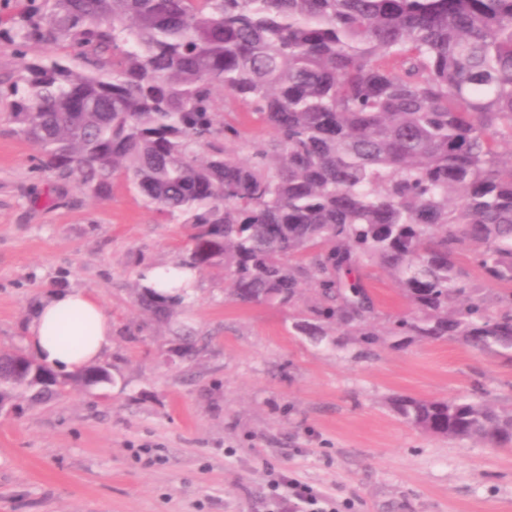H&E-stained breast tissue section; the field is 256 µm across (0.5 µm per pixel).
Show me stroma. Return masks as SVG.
I'll list each match as a JSON object with an SVG mask.
<instances>
[{
    "mask_svg": "<svg viewBox=\"0 0 512 512\" xmlns=\"http://www.w3.org/2000/svg\"><path fill=\"white\" fill-rule=\"evenodd\" d=\"M0 104V350L28 351L51 293L81 288L112 323L110 385L0 414V512H281L295 478L339 512H512V449L423 434L390 398L467 397L512 407V350L461 339L370 357L295 329L294 313L225 298L224 269L197 274L191 300L159 318L142 273L186 256L190 225L148 209L124 182L92 196L40 165ZM362 275L382 331L407 311L379 267ZM197 349L183 356L184 335Z\"/></svg>",
    "mask_w": 512,
    "mask_h": 512,
    "instance_id": "35a3bbf8",
    "label": "stroma"
}]
</instances>
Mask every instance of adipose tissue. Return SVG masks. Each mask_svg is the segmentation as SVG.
<instances>
[{"label":"adipose tissue","mask_w":512,"mask_h":512,"mask_svg":"<svg viewBox=\"0 0 512 512\" xmlns=\"http://www.w3.org/2000/svg\"><path fill=\"white\" fill-rule=\"evenodd\" d=\"M36 358L57 371L96 363L112 345V327L101 302L81 288L44 300L29 328Z\"/></svg>","instance_id":"obj_1"}]
</instances>
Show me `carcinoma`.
<instances>
[{"instance_id": "1", "label": "carcinoma", "mask_w": 512, "mask_h": 512, "mask_svg": "<svg viewBox=\"0 0 512 512\" xmlns=\"http://www.w3.org/2000/svg\"><path fill=\"white\" fill-rule=\"evenodd\" d=\"M12 2L0 46L62 52L0 89L17 134L84 191L122 177L192 225L178 267L224 266L225 298L243 305L292 307L308 284L295 328L368 351L378 311L359 269L375 265L409 306L387 335L512 349V0ZM467 249L503 285L499 310L473 287ZM183 302L139 297L157 314ZM18 359L0 354V401L106 373L48 367L37 393ZM391 408L424 434L512 446V410L482 398Z\"/></svg>"}]
</instances>
